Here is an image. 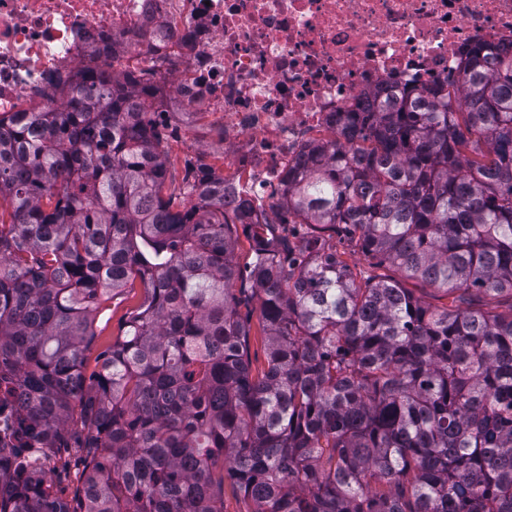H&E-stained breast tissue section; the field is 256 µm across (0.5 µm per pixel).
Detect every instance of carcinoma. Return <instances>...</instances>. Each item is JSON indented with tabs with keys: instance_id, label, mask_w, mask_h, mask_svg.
I'll use <instances>...</instances> for the list:
<instances>
[{
	"instance_id": "carcinoma-1",
	"label": "carcinoma",
	"mask_w": 512,
	"mask_h": 512,
	"mask_svg": "<svg viewBox=\"0 0 512 512\" xmlns=\"http://www.w3.org/2000/svg\"><path fill=\"white\" fill-rule=\"evenodd\" d=\"M487 59L345 113L264 224L204 163L167 185L149 72L0 119V380L21 439L84 477L72 509L39 458L5 455L0 512H224L226 476L250 512H512V59ZM338 234L398 275L354 273ZM138 284L86 373L97 314ZM240 313L250 315L251 335L249 337L248 356L253 373L261 372L266 366V336H263L259 325V302L253 299L248 305L239 307Z\"/></svg>"
}]
</instances>
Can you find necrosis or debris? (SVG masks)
Here are the masks:
<instances>
[{
	"label": "necrosis or debris",
	"mask_w": 512,
	"mask_h": 512,
	"mask_svg": "<svg viewBox=\"0 0 512 512\" xmlns=\"http://www.w3.org/2000/svg\"><path fill=\"white\" fill-rule=\"evenodd\" d=\"M475 44L512 52V0H0V117L64 111L83 71L151 68L166 122L222 114L225 179L262 219L343 113L460 78Z\"/></svg>",
	"instance_id": "1"
}]
</instances>
